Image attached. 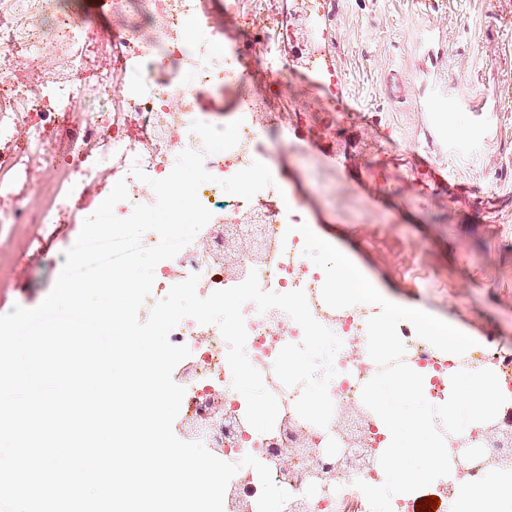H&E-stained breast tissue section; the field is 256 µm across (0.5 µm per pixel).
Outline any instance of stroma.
<instances>
[{
  "label": "stroma",
  "mask_w": 512,
  "mask_h": 512,
  "mask_svg": "<svg viewBox=\"0 0 512 512\" xmlns=\"http://www.w3.org/2000/svg\"><path fill=\"white\" fill-rule=\"evenodd\" d=\"M334 2L324 45L340 68L346 109L313 95L300 72L271 97L288 126V146L267 145L286 197L387 300L512 349V0ZM431 26L447 35L448 93L496 94L491 140L463 150L428 143L414 100L430 81L422 41ZM393 72L407 83L401 102L384 91ZM334 144L344 152L339 166L326 155ZM423 157L446 181H427ZM367 170L386 197L358 184ZM452 183L463 188L453 201ZM19 267L17 286L0 288V310L37 307L60 273L58 252L27 254Z\"/></svg>",
  "instance_id": "stroma-1"
}]
</instances>
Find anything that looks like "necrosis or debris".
Listing matches in <instances>:
<instances>
[{
	"label": "necrosis or debris",
	"mask_w": 512,
	"mask_h": 512,
	"mask_svg": "<svg viewBox=\"0 0 512 512\" xmlns=\"http://www.w3.org/2000/svg\"><path fill=\"white\" fill-rule=\"evenodd\" d=\"M205 0H106L117 23L103 32L97 21L79 18L67 0H0V288L12 287L17 269L12 254L43 248L61 225L80 224L124 181L128 198L115 214L128 217L134 206L156 201L152 188L130 173L132 164L152 178L166 177L186 149L201 150L192 121L217 127L223 111L196 108L197 90H237L238 144L206 156L211 182L198 198L211 220L172 259L155 268V283L138 311L148 320L169 289L198 275L197 294L242 283L257 272L264 291L306 294L314 319L343 342L334 359L336 377L329 384L334 413L327 428L302 420L295 411L301 387L284 386L274 372L280 350L301 343L303 330L286 312H258L246 303V356L266 389L278 400L273 429L257 432L246 420V401L232 386L228 344L217 325L184 319L169 334L191 354L172 372L185 390L181 418L172 429L183 441H199L219 459L239 464L227 486L232 497L257 501V471L243 465L244 456L270 464L288 455L287 476L273 475L291 497L303 498L305 512H370L356 481L374 485L384 479L376 465L387 437L378 417L362 402L363 386L378 367L367 351V321L378 306H327L321 297L324 273L304 256V238L296 227L305 212L282 202L275 185L252 199L230 195L220 180L262 160L258 144L266 133L263 110L248 81L254 56H272L262 29L249 37V58L228 60L224 29L212 23ZM405 346L404 362L422 369L432 404L448 398L452 375L461 369L495 372L508 401L493 421L512 426V352L491 344L471 347L464 355L442 352L417 336L410 323L398 326ZM451 467L461 486L483 492L495 473L497 439L478 426L470 435L446 437ZM352 462L332 472L336 457Z\"/></svg>",
	"instance_id": "1"
}]
</instances>
